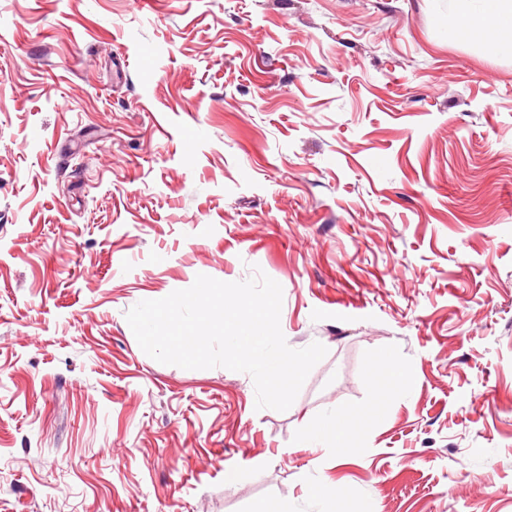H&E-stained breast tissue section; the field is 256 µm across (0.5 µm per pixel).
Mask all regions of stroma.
<instances>
[{"label": "stroma", "instance_id": "1", "mask_svg": "<svg viewBox=\"0 0 512 512\" xmlns=\"http://www.w3.org/2000/svg\"><path fill=\"white\" fill-rule=\"evenodd\" d=\"M257 268L327 349L284 412L125 318ZM329 412L339 446L302 447ZM317 488L512 512V48L444 0H0V512Z\"/></svg>", "mask_w": 512, "mask_h": 512}]
</instances>
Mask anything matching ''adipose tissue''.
<instances>
[{
    "mask_svg": "<svg viewBox=\"0 0 512 512\" xmlns=\"http://www.w3.org/2000/svg\"><path fill=\"white\" fill-rule=\"evenodd\" d=\"M448 35L512 43V0H448Z\"/></svg>",
    "mask_w": 512,
    "mask_h": 512,
    "instance_id": "1",
    "label": "adipose tissue"
}]
</instances>
